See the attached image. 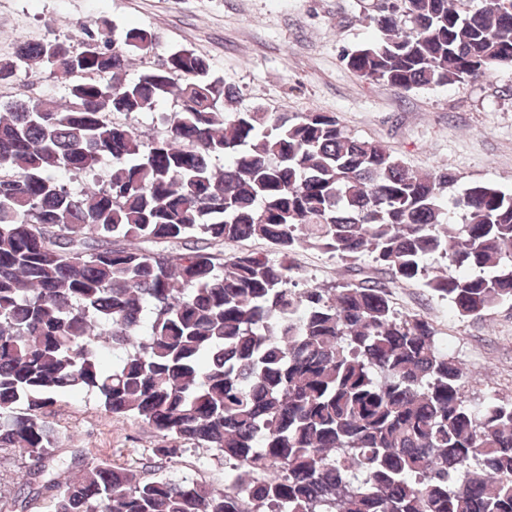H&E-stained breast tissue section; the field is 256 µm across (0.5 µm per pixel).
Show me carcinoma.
I'll return each mask as SVG.
<instances>
[{"label": "carcinoma", "instance_id": "cac0c4a2", "mask_svg": "<svg viewBox=\"0 0 512 512\" xmlns=\"http://www.w3.org/2000/svg\"><path fill=\"white\" fill-rule=\"evenodd\" d=\"M391 2L343 56L356 75L413 90L512 67V0ZM77 32L0 60V82L33 63L68 78L60 106L0 104V449L27 461L0 512L41 495L53 512H512V402L467 398L433 324L379 278L311 287L293 261L304 244L368 255L481 319L512 303V193L457 199L448 171L419 174L324 112H230L235 89L190 49L122 80L157 34ZM169 97L147 140L116 120ZM252 239L279 258L224 254ZM75 390L151 426L154 458L50 466V408ZM200 448L224 488L169 476Z\"/></svg>", "mask_w": 512, "mask_h": 512}]
</instances>
